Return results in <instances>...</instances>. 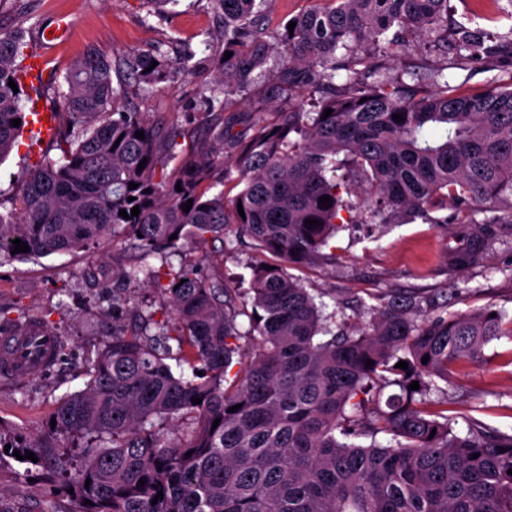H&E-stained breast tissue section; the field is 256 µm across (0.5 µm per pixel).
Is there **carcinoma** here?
<instances>
[{
    "instance_id": "obj_1",
    "label": "carcinoma",
    "mask_w": 512,
    "mask_h": 512,
    "mask_svg": "<svg viewBox=\"0 0 512 512\" xmlns=\"http://www.w3.org/2000/svg\"><path fill=\"white\" fill-rule=\"evenodd\" d=\"M256 2L213 0L224 15V51L232 53L220 73L224 97L245 94L273 52L281 57L272 74L280 91L333 86L344 71L348 92L321 97L311 112L281 109L248 139L222 128L209 151L183 158L170 177L165 136L113 86L115 73L160 83L168 64L94 51L73 65L58 93L71 126L57 132L62 157L43 158L15 207L0 211V258L9 260L76 252L121 233L166 264L184 241L222 236L230 224L277 258L268 270L253 266L245 293L203 274L197 262L168 267L164 285L145 272L167 295L170 315L156 321L136 306L156 332L112 334L88 359L84 388L56 404L49 432L60 441L67 504L52 501L44 512H512V434L476 419L456 433L447 409L427 398L450 368L481 363L485 346L512 337V318L488 306L419 321L415 304L393 301L364 326L334 331L286 268L334 259L325 248L344 228L341 153L354 164L351 175L369 185L371 220L451 222L458 228L448 266L480 263L495 225L512 224V88L460 95L441 72L428 90H403L396 78L367 83L362 46L389 34L391 45L402 31L433 30L447 40L448 0H319L272 43L259 32ZM24 39L22 30H0V161L28 124L17 63ZM457 47L471 57L497 50L464 28ZM14 119L21 124L12 126ZM141 131L145 138H136ZM228 143L244 182L229 213L224 194L208 195ZM323 195L332 206L318 203ZM136 206L138 215H119ZM450 207L452 216L441 214ZM482 211L488 216L476 219ZM16 238L30 251L11 254ZM173 361L191 376L174 372ZM400 361L408 369L396 367ZM413 381L419 389H408ZM388 386L399 392L370 406ZM196 397L202 402L194 405ZM183 417L182 432L169 431ZM383 435L394 444L379 441ZM10 449L40 462L48 447L20 440Z\"/></svg>"
}]
</instances>
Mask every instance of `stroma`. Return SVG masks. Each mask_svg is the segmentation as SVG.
Here are the masks:
<instances>
[{
    "mask_svg": "<svg viewBox=\"0 0 512 512\" xmlns=\"http://www.w3.org/2000/svg\"><path fill=\"white\" fill-rule=\"evenodd\" d=\"M65 15L75 26L50 59L42 82L24 88L26 97L53 107L55 88L64 86L72 64L95 50L112 57L150 53L166 59L164 82L130 87L127 102L167 134L166 173H175L181 159L204 152L215 130L228 127L251 136L255 129L287 107L311 108L310 94L284 96L274 91L267 72H255L248 94L230 100L212 98L220 89L224 57V24L211 0H180L158 11L148 0H0V30L26 32L28 51H37L43 29L53 16ZM480 32L492 44H503L512 33V0H449L448 32L458 28ZM374 80L401 78L415 86L430 84L446 71L458 93L479 94L492 87L512 86V53L472 59L457 53L450 41L435 34L403 35L387 51L372 57ZM57 139L33 142L20 136L0 162V208L11 209L27 172L42 157L59 158ZM344 199L345 221L330 245L333 262L319 267L289 266L324 314L351 326L370 321L379 296H413L420 317L441 312L465 313L492 307L512 314V224L500 225L485 260L463 272L448 268L450 224H372L363 204L366 186L349 184ZM206 257L207 273H219L232 288L250 286L251 267L268 260L246 237L227 230L225 237L188 243L173 266ZM156 269L159 257L140 258L124 236L74 253H55L24 261L0 262V324L37 320L50 326L64 346L56 365L43 375L0 383V441L22 437L35 442L49 436V418L56 402L82 388L87 358L110 341L113 333L135 330L130 311H114L112 298L127 286L120 271L135 263ZM482 365L451 368L437 380L432 400L447 402L455 431L475 418L499 432L512 434V338L489 343ZM54 469L46 464H21L0 456V503L19 512H38L48 499Z\"/></svg>",
    "mask_w": 512,
    "mask_h": 512,
    "instance_id": "stroma-1",
    "label": "stroma"
}]
</instances>
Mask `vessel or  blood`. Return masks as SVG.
I'll return each instance as SVG.
<instances>
[{
    "instance_id": "vessel-or-blood-1",
    "label": "vessel or blood",
    "mask_w": 512,
    "mask_h": 512,
    "mask_svg": "<svg viewBox=\"0 0 512 512\" xmlns=\"http://www.w3.org/2000/svg\"><path fill=\"white\" fill-rule=\"evenodd\" d=\"M71 22L55 18L49 27L50 38L44 39L40 52L26 61V81L34 82L46 72L52 52L65 42ZM57 339L37 321L0 331V380L17 379L50 370L57 362Z\"/></svg>"
}]
</instances>
